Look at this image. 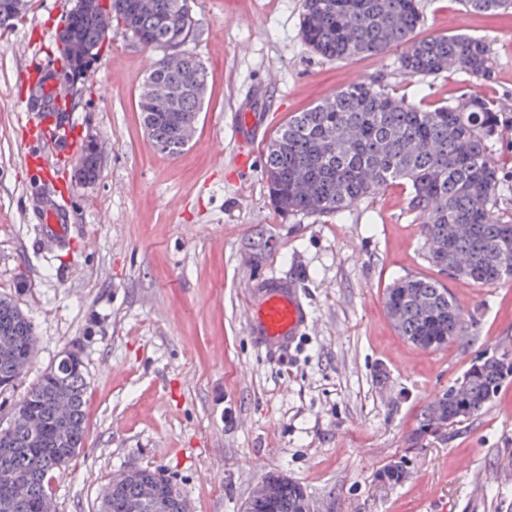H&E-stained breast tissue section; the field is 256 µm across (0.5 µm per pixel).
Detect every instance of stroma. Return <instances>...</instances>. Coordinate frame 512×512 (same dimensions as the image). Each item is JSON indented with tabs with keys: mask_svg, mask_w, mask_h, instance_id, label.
Segmentation results:
<instances>
[{
	"mask_svg": "<svg viewBox=\"0 0 512 512\" xmlns=\"http://www.w3.org/2000/svg\"><path fill=\"white\" fill-rule=\"evenodd\" d=\"M419 36L469 34L489 44L484 95L512 98V16L490 19L459 0H419ZM73 0H25L0 29V294L38 336L17 385L0 394V428L58 356L79 347L87 368L89 437L52 486L55 512H97L112 476L159 468L191 512H242L276 472L309 493L315 512H512V379L450 438L410 441L421 412L481 355L512 350V279L477 287L445 277L465 339L421 349L394 329L384 293L409 275L437 277L421 226L394 183L333 216L281 215L263 162L267 138L239 154L243 102L284 123L355 77L398 97L461 101L473 79L411 78L397 52L327 60L304 43L301 0H191L186 48L208 71L203 109L178 156L155 150L138 98L153 50L113 28L94 80L67 90L69 124L101 151L95 184L76 181L33 141L29 107L40 72L58 65L55 38ZM488 149L499 168L496 213L512 220V111ZM59 206L69 233L50 241L39 214ZM295 280L312 310L296 348H258L249 330L257 283ZM398 462L404 477L380 482Z\"/></svg>",
	"mask_w": 512,
	"mask_h": 512,
	"instance_id": "1",
	"label": "stroma"
}]
</instances>
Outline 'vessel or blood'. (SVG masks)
I'll return each instance as SVG.
<instances>
[{
    "label": "vessel or blood",
    "mask_w": 512,
    "mask_h": 512,
    "mask_svg": "<svg viewBox=\"0 0 512 512\" xmlns=\"http://www.w3.org/2000/svg\"><path fill=\"white\" fill-rule=\"evenodd\" d=\"M267 112L244 113L236 135L238 144L253 145L259 130L271 123ZM309 321V313L295 283L268 279L262 299L253 307L251 333L261 347L273 352L291 349Z\"/></svg>",
    "instance_id": "obj_1"
}]
</instances>
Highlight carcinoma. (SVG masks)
<instances>
[{
  "label": "carcinoma",
  "mask_w": 512,
  "mask_h": 512,
  "mask_svg": "<svg viewBox=\"0 0 512 512\" xmlns=\"http://www.w3.org/2000/svg\"><path fill=\"white\" fill-rule=\"evenodd\" d=\"M178 0H110L112 20L139 43L159 52L149 69L159 110H141L154 147L171 157L188 140L175 125L187 114L198 120L207 85L203 62L192 56L180 72L167 68L162 49L182 43L193 29L173 9ZM476 13H512V0H463ZM417 0H302L301 36L323 58L350 61L401 51L402 70L411 77L455 69L488 79L492 73L485 39L466 34L420 38ZM78 35L98 45L104 37L90 17ZM181 82L187 94L170 103L168 85ZM494 102L470 99L463 105L415 104L395 97L377 79L351 84L317 105L297 112L269 140L264 175L276 210L290 215H335L362 199L401 182L408 207L421 219L424 257L442 273L457 255L469 264L459 280L484 287L512 278V222L495 214L499 170L486 141L497 129ZM448 287L438 279L400 278L387 288L385 307L398 334L411 344L439 348L465 332V320ZM31 319L10 297L0 296V393L26 373L37 347ZM468 387L441 394L421 414L411 441L426 439L431 415L448 418L449 430L480 415L512 375V352L481 356L467 369ZM88 375L80 349L73 347L50 366L13 408L0 428V512H39L50 484L85 447L88 434ZM270 499L250 498L243 512H313L300 484L269 474ZM99 512H190V504L160 468L124 470L102 497Z\"/></svg>",
  "instance_id": "carcinoma-1"
}]
</instances>
